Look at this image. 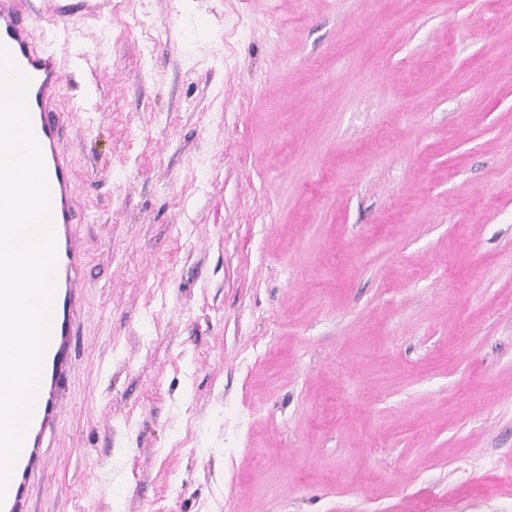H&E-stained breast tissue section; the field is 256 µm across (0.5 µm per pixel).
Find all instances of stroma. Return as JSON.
<instances>
[{"mask_svg": "<svg viewBox=\"0 0 512 512\" xmlns=\"http://www.w3.org/2000/svg\"><path fill=\"white\" fill-rule=\"evenodd\" d=\"M88 304L35 512H512V0H24Z\"/></svg>", "mask_w": 512, "mask_h": 512, "instance_id": "1", "label": "stroma"}]
</instances>
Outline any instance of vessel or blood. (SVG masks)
Returning a JSON list of instances; mask_svg holds the SVG:
<instances>
[{
	"mask_svg": "<svg viewBox=\"0 0 512 512\" xmlns=\"http://www.w3.org/2000/svg\"><path fill=\"white\" fill-rule=\"evenodd\" d=\"M0 44L29 79L26 104L43 155L57 243L55 296L44 353L48 375L34 405L5 501L0 504V512H32L31 486L42 469L44 440L67 406L65 384L88 302L82 285L86 254L77 241L78 180L61 145L63 115L57 105L63 74L55 53L40 46L22 0H0Z\"/></svg>",
	"mask_w": 512,
	"mask_h": 512,
	"instance_id": "obj_1",
	"label": "vessel or blood"
}]
</instances>
